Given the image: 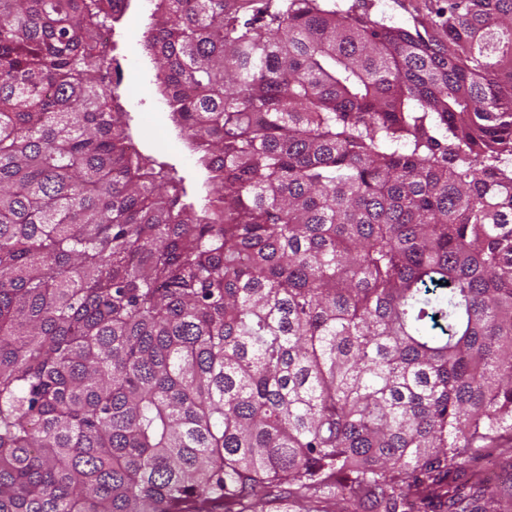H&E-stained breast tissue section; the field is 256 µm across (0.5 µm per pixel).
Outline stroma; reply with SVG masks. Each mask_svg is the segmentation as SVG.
Instances as JSON below:
<instances>
[{
    "instance_id": "1",
    "label": "stroma",
    "mask_w": 512,
    "mask_h": 512,
    "mask_svg": "<svg viewBox=\"0 0 512 512\" xmlns=\"http://www.w3.org/2000/svg\"><path fill=\"white\" fill-rule=\"evenodd\" d=\"M152 9L151 0H133L115 25L114 55L123 66V80L116 91L129 112V124L140 150L172 164L187 186L198 192L207 172L172 122L144 49ZM487 478L491 495L478 500L480 512H512V453L502 454Z\"/></svg>"
}]
</instances>
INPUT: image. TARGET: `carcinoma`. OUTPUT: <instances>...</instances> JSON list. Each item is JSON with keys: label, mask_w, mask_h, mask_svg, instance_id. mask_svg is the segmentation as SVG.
Segmentation results:
<instances>
[{"label": "carcinoma", "mask_w": 512, "mask_h": 512, "mask_svg": "<svg viewBox=\"0 0 512 512\" xmlns=\"http://www.w3.org/2000/svg\"><path fill=\"white\" fill-rule=\"evenodd\" d=\"M128 7L0 0V512H468L512 434V0H156L200 210L129 150Z\"/></svg>", "instance_id": "carcinoma-1"}]
</instances>
